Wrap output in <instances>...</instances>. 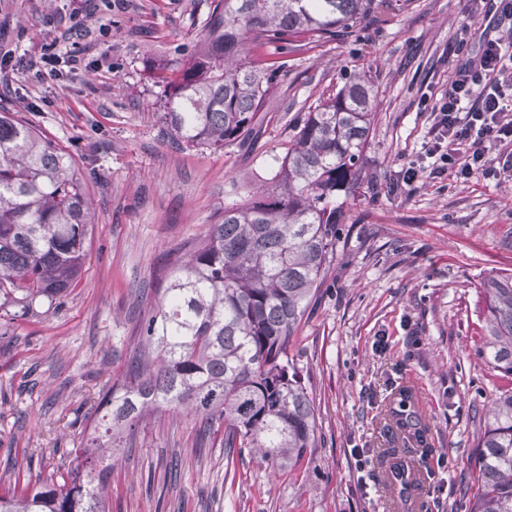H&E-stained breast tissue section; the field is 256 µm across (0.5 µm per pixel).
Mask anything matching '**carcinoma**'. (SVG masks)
I'll return each instance as SVG.
<instances>
[{
  "instance_id": "obj_1",
  "label": "carcinoma",
  "mask_w": 512,
  "mask_h": 512,
  "mask_svg": "<svg viewBox=\"0 0 512 512\" xmlns=\"http://www.w3.org/2000/svg\"><path fill=\"white\" fill-rule=\"evenodd\" d=\"M378 0H212L200 47L160 67L163 123L187 147L248 146L288 60L353 27ZM373 87L353 73L309 107L268 182L224 207L201 239L168 254L158 300L138 327L127 375L85 418L89 443L66 469L10 496L0 512H109L112 459L162 413L223 430L279 469L310 460L315 411L290 357L307 308L336 260L341 211L369 145ZM92 224L88 182L71 157L27 120L0 107V309L11 318L65 296L82 274ZM478 354L512 381V270L481 283ZM475 453L469 512H512V389L487 407ZM386 430L426 447L415 412L387 410ZM400 496L420 484L388 448Z\"/></svg>"
}]
</instances>
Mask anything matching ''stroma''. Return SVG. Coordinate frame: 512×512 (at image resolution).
Segmentation results:
<instances>
[{
	"instance_id": "stroma-1",
	"label": "stroma",
	"mask_w": 512,
	"mask_h": 512,
	"mask_svg": "<svg viewBox=\"0 0 512 512\" xmlns=\"http://www.w3.org/2000/svg\"><path fill=\"white\" fill-rule=\"evenodd\" d=\"M211 0H0V50L23 53L71 19L111 20L83 42L61 78L16 74L0 106L32 121L88 176L93 236L66 297L14 320L0 337V494L49 478L84 443L98 394L127 370V348L156 298L167 252L203 237L224 207L270 178L322 91L366 74L375 119L362 181L337 194L336 260L291 353L313 400L308 465L274 473L248 449L183 416L144 422L112 463V512H402L386 480L382 417L413 389L428 449H405L422 485L411 512H468L464 489L484 431L476 406L499 379L477 352L481 283L512 269V180L445 175L403 191L391 184L429 127L421 101L461 62L477 60L487 28L472 0H390L348 36L288 64L246 149L185 148L162 119L154 68L202 37ZM387 339L385 349L374 345ZM370 461L359 482L350 449Z\"/></svg>"
}]
</instances>
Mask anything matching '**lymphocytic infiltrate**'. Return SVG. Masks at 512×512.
<instances>
[{
	"instance_id": "f902f5d3",
	"label": "lymphocytic infiltrate",
	"mask_w": 512,
	"mask_h": 512,
	"mask_svg": "<svg viewBox=\"0 0 512 512\" xmlns=\"http://www.w3.org/2000/svg\"><path fill=\"white\" fill-rule=\"evenodd\" d=\"M82 36V28L70 27L58 42L34 46L30 67L36 78L57 75L63 60L77 65L76 55L61 58L56 45ZM426 110L432 122L420 155L400 170L402 183L448 173L466 181L512 178V40L487 39L477 62L456 68L447 87L429 97Z\"/></svg>"
}]
</instances>
